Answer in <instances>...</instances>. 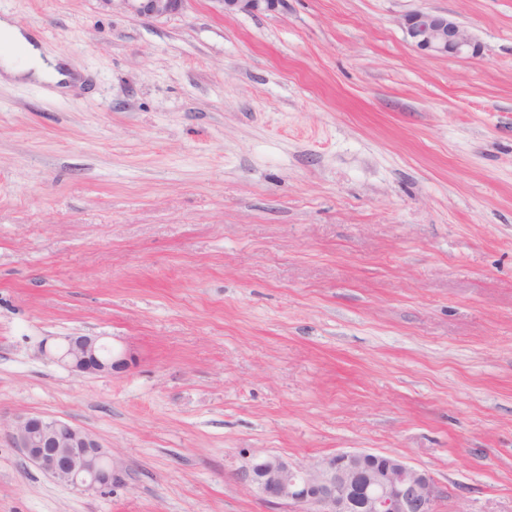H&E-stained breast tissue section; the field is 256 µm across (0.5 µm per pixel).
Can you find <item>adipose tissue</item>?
I'll return each mask as SVG.
<instances>
[{"label":"adipose tissue","instance_id":"1","mask_svg":"<svg viewBox=\"0 0 512 512\" xmlns=\"http://www.w3.org/2000/svg\"><path fill=\"white\" fill-rule=\"evenodd\" d=\"M0 40L20 45L24 50L20 59L9 55L0 57V80L71 83L67 60L48 52L36 36L18 27L11 18L0 17Z\"/></svg>","mask_w":512,"mask_h":512}]
</instances>
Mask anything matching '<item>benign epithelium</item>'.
<instances>
[{
    "label": "benign epithelium",
    "instance_id": "benign-epithelium-1",
    "mask_svg": "<svg viewBox=\"0 0 512 512\" xmlns=\"http://www.w3.org/2000/svg\"><path fill=\"white\" fill-rule=\"evenodd\" d=\"M135 15L160 22L183 12L188 0H120ZM221 15L271 12L281 0H210ZM413 46L426 56L476 55L479 45L456 22L426 11L403 19ZM99 336H65L47 356L73 372L127 371L131 351L110 348ZM13 445L39 471L83 493L112 487V452L92 435L57 418L17 415L7 424ZM238 480L266 501L289 504L297 512H436L441 490L430 473L402 457L370 452H339L296 466L271 453L252 452Z\"/></svg>",
    "mask_w": 512,
    "mask_h": 512
}]
</instances>
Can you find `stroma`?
<instances>
[{
	"instance_id": "obj_1",
	"label": "stroma",
	"mask_w": 512,
	"mask_h": 512,
	"mask_svg": "<svg viewBox=\"0 0 512 512\" xmlns=\"http://www.w3.org/2000/svg\"><path fill=\"white\" fill-rule=\"evenodd\" d=\"M414 11L479 54H420ZM3 14L79 82H0V419L86 430L116 481L1 430L0 512H292L248 453L355 450L432 474L437 512H512V0ZM69 335L135 363L41 354ZM106 344L100 336H64L53 351L43 353L52 361L62 364L73 372L81 374H108L127 371L134 363L130 350L110 347V353H102ZM7 431L24 458L46 476L83 493L112 488L111 451L82 429L57 418L16 415Z\"/></svg>"
}]
</instances>
